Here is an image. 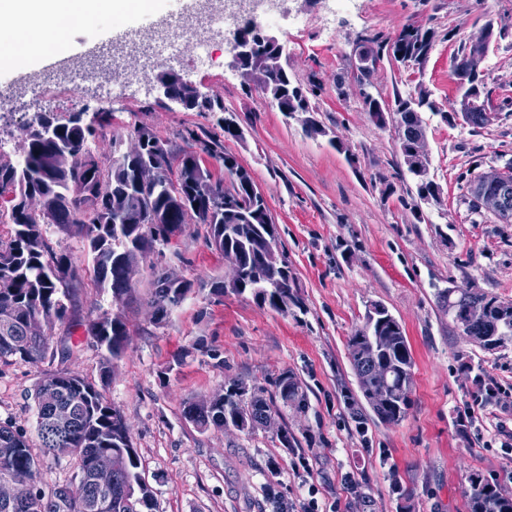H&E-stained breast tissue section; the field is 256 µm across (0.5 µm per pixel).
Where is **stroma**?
<instances>
[{
  "label": "stroma",
  "mask_w": 512,
  "mask_h": 512,
  "mask_svg": "<svg viewBox=\"0 0 512 512\" xmlns=\"http://www.w3.org/2000/svg\"><path fill=\"white\" fill-rule=\"evenodd\" d=\"M171 7L170 0H145L121 12L100 10L96 25L74 27L62 48L74 51L114 18L132 24ZM330 7L329 0H294L292 13L270 27L324 135L308 134L303 115L279 112L231 67L224 42L211 45L203 64L187 58L177 68L206 87L242 129L224 149L250 169L266 197L299 280L302 308L285 315L248 295H213L210 283L227 277L228 265L207 247L204 226L194 224L164 258L171 271L194 280V292L155 325L146 304L151 271L140 266L134 298L122 309L128 348L110 378L101 373L103 351L80 332L67 360L0 361V422L34 448L33 392L45 373L73 371L97 386L129 426L157 512H299L311 499L318 512H399L396 484L411 492L414 512H467L471 473L512 472V343L488 351L468 340L435 296L437 289L470 284L512 300V224L472 213L463 201L467 174L512 158V0H353L328 41L319 20ZM301 16L311 20L302 31ZM489 24L506 34L493 39L480 65L492 120L474 128L455 117L463 90L453 62L462 44ZM408 25L437 30L426 60L406 66L385 57L371 81L386 104L422 88L436 103V113L426 116V149L429 176L441 193L416 214L409 208L415 184L399 177V131L369 120L355 69L366 38L391 40ZM37 109L62 120L111 113L98 140L106 155L113 135L134 120L178 151L184 129L203 136L218 118L169 109L141 86L119 85L105 96L61 84L46 89L41 106L22 95L0 114L1 150L20 153L24 124ZM333 134L345 150L331 146ZM375 302L404 328L414 387L400 425L374 421L362 433L344 402L345 394L359 392L347 342ZM285 370L298 377L309 400L306 412L288 410L279 419L295 447H282L271 430L202 431L183 416L186 400L225 392L236 379L263 385ZM478 374L493 391L466 420Z\"/></svg>",
  "instance_id": "stroma-1"
}]
</instances>
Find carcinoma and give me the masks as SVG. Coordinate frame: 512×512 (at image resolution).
Wrapping results in <instances>:
<instances>
[{"label":"carcinoma","instance_id":"carcinoma-1","mask_svg":"<svg viewBox=\"0 0 512 512\" xmlns=\"http://www.w3.org/2000/svg\"><path fill=\"white\" fill-rule=\"evenodd\" d=\"M435 36L431 28L406 27L391 46L403 52V59L420 64ZM264 85L267 97L283 114L309 110L303 87L289 71L265 75ZM482 85L480 74L475 81L479 119L472 124L474 128L488 122ZM172 90L186 101V109L214 111V101L192 97L191 84L182 78L173 79ZM362 99L377 126H383L380 118L384 115L411 135L423 129V113L436 109L430 93L423 89L415 97H396L394 105L382 113L375 97L364 93ZM110 120L111 114L100 112L90 123L75 115L59 124L54 115L40 112L24 125L26 146L21 158L13 160L0 152V199H5V204H0V224L14 225L13 236L7 241L0 239L1 361L37 365L49 355L65 359L74 346L72 336L80 328L104 350L105 371H110L125 351L128 329L121 314L104 312L87 321L74 315L75 290L84 267L73 255L50 246L47 228L52 224L82 242L95 281L111 292L117 306L133 297L130 272L154 256H163L164 249L188 225L202 224L208 247L232 265L230 274L237 279L232 292L249 294L257 304L280 313L301 307L297 278L281 247L267 201L257 199L251 171L222 148L220 137H242L234 119L218 120L216 127L223 135L215 132L208 140L186 130V148L178 153L167 140L134 121L112 137V154L101 159L91 144ZM46 126L53 129L50 137L43 134ZM210 159L224 163V176L217 177L206 167ZM487 181L512 186V167L467 180L465 203L474 213L481 209L473 187ZM151 271L148 304L158 308L154 323L159 325L182 305L195 282L175 279L155 262ZM436 298L456 324L468 304L480 302L488 307L485 323L463 330L484 349H498L494 340L503 345L512 342L511 301L486 291L472 295L464 288L440 289ZM36 318L45 325L43 335L29 333V322ZM58 325L63 331L56 339ZM375 336L382 346L377 356L369 347V339ZM348 359L353 370H367L358 388L374 419L385 426L400 424L412 406L409 370L414 361L403 327L388 309L367 311L363 325L349 337ZM47 386L57 389L63 405L74 408L69 424L55 426L50 421L41 401ZM379 386L389 391L384 403L371 400V391ZM271 387L270 391L255 385L247 392L234 380L224 400L207 410L196 408L191 399L185 401L184 418L200 430L232 427L250 434L259 428L265 413L278 414L283 407L308 409L307 394L294 374H279ZM34 401L40 453H34L13 426L0 423V482L20 467L35 475L18 502L10 507L0 505V512H89V497L99 499V512H156L154 493L140 471V458L126 422L95 386L76 373L56 372L40 380ZM104 450L118 455L122 472L95 471L94 458ZM46 456L76 458V480L63 485L43 481L41 458ZM510 482L512 474L501 480L471 474L466 491L469 512H512Z\"/></svg>","mask_w":512,"mask_h":512}]
</instances>
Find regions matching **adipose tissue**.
<instances>
[{"instance_id":"obj_1","label":"adipose tissue","mask_w":512,"mask_h":512,"mask_svg":"<svg viewBox=\"0 0 512 512\" xmlns=\"http://www.w3.org/2000/svg\"><path fill=\"white\" fill-rule=\"evenodd\" d=\"M112 0H0V15L8 16L15 30L29 34L31 46L57 35V18L70 13L81 19L92 8L111 6Z\"/></svg>"}]
</instances>
